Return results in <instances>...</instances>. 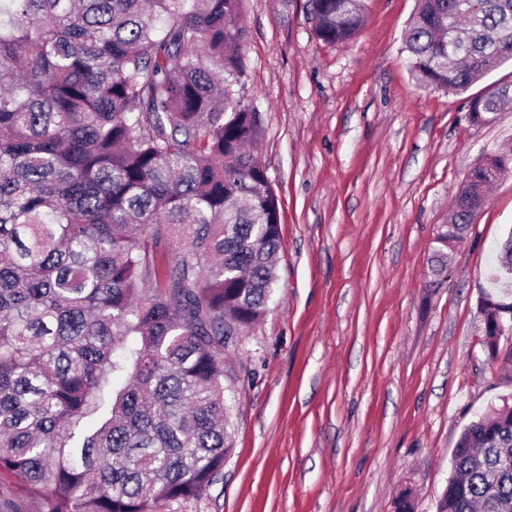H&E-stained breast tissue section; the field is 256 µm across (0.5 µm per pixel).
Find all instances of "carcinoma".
<instances>
[{"instance_id": "carcinoma-1", "label": "carcinoma", "mask_w": 512, "mask_h": 512, "mask_svg": "<svg viewBox=\"0 0 512 512\" xmlns=\"http://www.w3.org/2000/svg\"><path fill=\"white\" fill-rule=\"evenodd\" d=\"M245 0H0V512H159L231 455L224 352L277 280L279 201L247 146ZM351 39L361 0H311ZM424 88L512 65V0H416ZM502 87L471 98L491 123ZM512 150L464 175L438 261ZM173 253H168L172 244ZM512 406L467 425L439 512H512Z\"/></svg>"}]
</instances>
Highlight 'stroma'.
Returning a JSON list of instances; mask_svg holds the SVG:
<instances>
[{
  "instance_id": "35a3bbf8",
  "label": "stroma",
  "mask_w": 512,
  "mask_h": 512,
  "mask_svg": "<svg viewBox=\"0 0 512 512\" xmlns=\"http://www.w3.org/2000/svg\"><path fill=\"white\" fill-rule=\"evenodd\" d=\"M414 0H363L354 38H316L310 0H245L240 94L279 200L277 282L224 355L233 451L216 482L162 512H438L465 425L512 393L481 299L512 232V173L446 267L436 234L467 170L512 145V112L411 79ZM512 101L511 86L502 87L486 95L471 98L469 119L473 123H491L496 121L502 112H506Z\"/></svg>"
}]
</instances>
